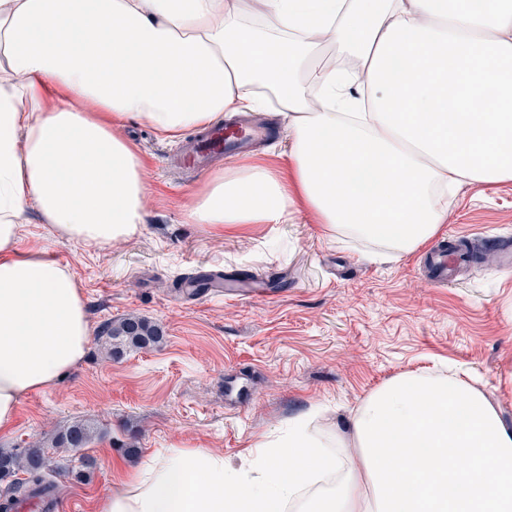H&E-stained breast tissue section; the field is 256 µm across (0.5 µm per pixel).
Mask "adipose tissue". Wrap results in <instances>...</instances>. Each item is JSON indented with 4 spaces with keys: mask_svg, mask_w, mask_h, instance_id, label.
Wrapping results in <instances>:
<instances>
[{
    "mask_svg": "<svg viewBox=\"0 0 512 512\" xmlns=\"http://www.w3.org/2000/svg\"><path fill=\"white\" fill-rule=\"evenodd\" d=\"M0 0V431L91 341L71 271L21 251L36 210L65 241L143 228L124 122L174 141L276 99L288 167L212 172L189 223L287 224L409 255L464 183L512 182V0ZM312 408L245 469L171 447L96 512H512V423L451 372L391 378L345 429Z\"/></svg>",
    "mask_w": 512,
    "mask_h": 512,
    "instance_id": "ef3b65f1",
    "label": "adipose tissue"
}]
</instances>
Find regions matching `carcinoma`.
<instances>
[{"label":"carcinoma","mask_w":512,"mask_h":512,"mask_svg":"<svg viewBox=\"0 0 512 512\" xmlns=\"http://www.w3.org/2000/svg\"><path fill=\"white\" fill-rule=\"evenodd\" d=\"M105 335L109 353L121 354L128 350L143 349L159 341L158 327L148 319L129 316L107 324ZM94 438L93 429L85 423L76 422L60 430L50 440L54 448H65L78 452L88 447ZM44 442L30 444L22 451L0 449V481H10L5 496L15 499L29 494L51 495L55 493L57 468L51 464ZM26 478H17L18 474Z\"/></svg>","instance_id":"obj_1"}]
</instances>
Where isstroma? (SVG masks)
<instances>
[{"label":"stroma","instance_id":"obj_1","mask_svg":"<svg viewBox=\"0 0 512 512\" xmlns=\"http://www.w3.org/2000/svg\"><path fill=\"white\" fill-rule=\"evenodd\" d=\"M140 152L148 206L140 234L95 246L59 240L36 213L20 247L44 248L67 265L88 307L93 338L78 367L25 396L0 448L19 450L81 420L98 460L86 479L59 474L64 512L95 503L171 443L242 465L261 435L319 407L326 423L350 412L390 378L448 366L477 378L512 420V270L499 257L434 285L420 253L369 257L359 237L331 238L297 214L290 224L215 231L184 208L203 175L169 168L180 142L125 122ZM441 237L512 242V182L462 185ZM136 315L157 323L159 344L107 358L105 324Z\"/></svg>","mask_w":512,"mask_h":512}]
</instances>
